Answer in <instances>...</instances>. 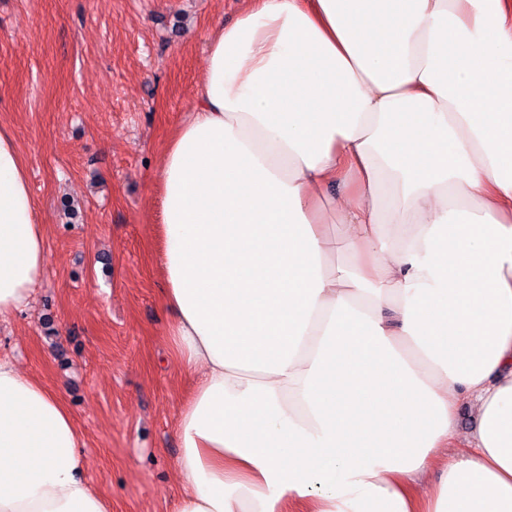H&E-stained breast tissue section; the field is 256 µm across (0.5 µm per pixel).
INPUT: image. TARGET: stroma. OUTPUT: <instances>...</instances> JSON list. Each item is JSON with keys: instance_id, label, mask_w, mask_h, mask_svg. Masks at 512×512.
I'll use <instances>...</instances> for the list:
<instances>
[{"instance_id": "35a3bbf8", "label": "stroma", "mask_w": 512, "mask_h": 512, "mask_svg": "<svg viewBox=\"0 0 512 512\" xmlns=\"http://www.w3.org/2000/svg\"><path fill=\"white\" fill-rule=\"evenodd\" d=\"M244 0H0V123L28 163L49 263L0 353L69 407L112 512H172L178 412L157 265L164 145Z\"/></svg>"}]
</instances>
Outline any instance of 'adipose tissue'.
I'll return each mask as SVG.
<instances>
[{
    "instance_id": "ef3b65f1",
    "label": "adipose tissue",
    "mask_w": 512,
    "mask_h": 512,
    "mask_svg": "<svg viewBox=\"0 0 512 512\" xmlns=\"http://www.w3.org/2000/svg\"><path fill=\"white\" fill-rule=\"evenodd\" d=\"M247 2L158 174L173 512H512V0ZM47 265L0 124V320ZM83 446L0 356V512H110Z\"/></svg>"
}]
</instances>
